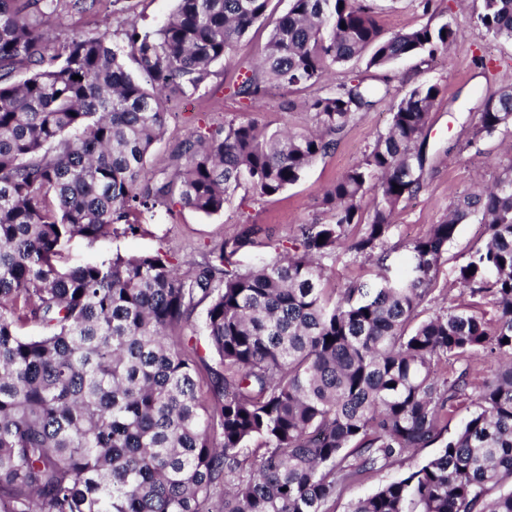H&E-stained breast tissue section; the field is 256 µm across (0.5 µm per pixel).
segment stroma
<instances>
[{"label":"stroma","instance_id":"obj_1","mask_svg":"<svg viewBox=\"0 0 512 512\" xmlns=\"http://www.w3.org/2000/svg\"><path fill=\"white\" fill-rule=\"evenodd\" d=\"M383 37L390 38L426 23H452L465 34V43L448 54L435 57L416 56L396 61L382 69H366L358 60L329 69L327 82L295 91L269 89L255 106L232 95L230 88L241 63L263 55L269 34L289 8V0H272L265 20L257 22L246 37L224 59L211 68L206 82L183 101L181 109L169 115L164 133L152 147L146 167L158 172L172 170L176 146L189 131L208 133L229 120L253 122L269 130L309 129L311 115L305 101L327 93L330 86L359 76L367 82L388 83L392 95L374 109L358 113L338 136L335 149L319 158L293 185L281 193L259 199L241 188L226 203L223 211L207 216L180 205L158 206L140 216L141 231L134 236L118 235L91 242L73 239L57 259L60 268L70 269L87 262H103L115 254L140 255L163 249L187 259L220 246L247 226L259 230L261 245L240 252V267L253 266L260 256H269L275 246L290 237L296 224H327L330 214L321 201L330 188L351 167L362 160L376 136L384 132L392 108L414 87L436 83L442 88L426 130L427 162L424 187L415 197L400 204L388 243V257L383 267L356 258L340 249L325 258L322 266L325 285L345 288L357 279L374 284L381 277L402 280L410 275L409 247L429 225L442 221L457 199L472 190L476 180L492 182L501 168L512 161V140L497 136L471 142L472 117L479 112L484 98L500 87L512 84V42L487 35L476 20L480 0H432L423 8L420 0H372ZM175 8V0H116L95 15L46 18L59 40L76 34L113 35L129 21L154 28L161 25ZM484 235L478 220L460 225L455 240L449 244L433 273L435 303L439 306L468 308L475 314L487 307L458 282L459 271ZM435 447L418 449L403 465L393 466L366 481L347 488L333 506L334 512H346L351 501L372 493L381 484L395 480L405 470L420 465L433 456Z\"/></svg>","mask_w":512,"mask_h":512}]
</instances>
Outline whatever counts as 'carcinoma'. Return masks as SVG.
<instances>
[{
	"label": "carcinoma",
	"instance_id": "1",
	"mask_svg": "<svg viewBox=\"0 0 512 512\" xmlns=\"http://www.w3.org/2000/svg\"><path fill=\"white\" fill-rule=\"evenodd\" d=\"M101 2L0 0V512H332L346 487L436 444L347 512H512V488L502 490L512 480V161L411 243L413 278L353 280L329 297L319 259L342 245L381 259L396 209L423 187L441 93L423 84L325 193L332 222L296 225L274 257L239 267L255 244L248 227L183 267L157 251L62 270L72 239L133 235L136 215L174 200L212 215L244 185L278 194L390 94L357 77L305 104L307 132L252 122L191 132L177 169L149 177L163 93L197 90L270 0H177L158 28L132 21L113 40L56 43L41 30L46 15ZM289 2L234 96L254 104L272 87L321 82L333 64L364 57L383 69L464 42L449 23L386 39L369 0ZM477 20L512 41V0H480ZM22 69V82H7ZM500 135L512 137V86L485 98L472 127L475 141ZM474 218L485 237L459 283L491 305L492 321L431 307L432 271ZM201 306L217 357L205 378L188 334ZM28 324L38 334H20ZM451 360L461 367L448 370ZM474 391L467 420L445 436Z\"/></svg>",
	"mask_w": 512,
	"mask_h": 512
}]
</instances>
